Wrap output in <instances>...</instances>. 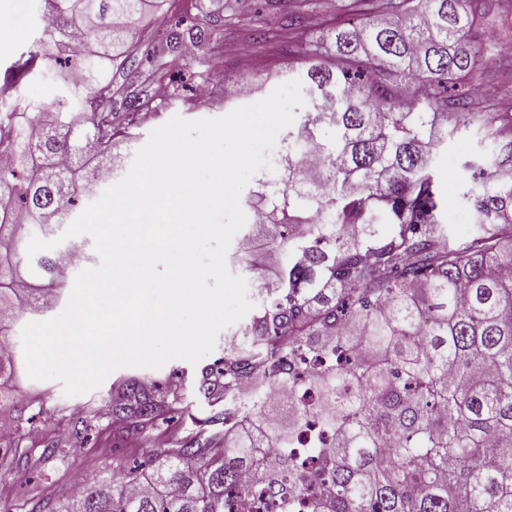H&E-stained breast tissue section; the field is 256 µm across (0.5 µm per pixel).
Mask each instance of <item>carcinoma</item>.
<instances>
[{"label":"carcinoma","mask_w":512,"mask_h":512,"mask_svg":"<svg viewBox=\"0 0 512 512\" xmlns=\"http://www.w3.org/2000/svg\"><path fill=\"white\" fill-rule=\"evenodd\" d=\"M164 0H43L45 26L28 63L73 73L91 130L74 141L62 99L12 125L11 164L0 168V312L47 310L79 246L27 254L33 232L55 235L83 198L80 183L114 171L119 91L108 77L142 41L138 20ZM359 26L336 32L333 59L300 39L307 112L283 142L279 186L250 208L230 260L256 268L246 247L262 235L287 259L260 292L230 353L201 371L198 391L224 402V431H199L150 455V472L114 473L66 498L59 512H249L242 483L254 474L278 512H512V114L488 112L472 82L488 50L471 36L489 24L486 0H348ZM88 40L63 53L71 31ZM202 48L215 30L188 31ZM185 34L154 46L149 77L178 91L165 57ZM407 99L404 112L398 104ZM458 118L448 129V110ZM474 127L498 146L480 169L478 222L452 240L431 172L448 135ZM331 130L332 135L325 134ZM322 164H303L306 145ZM386 224L382 232L379 226ZM0 322V376L14 345ZM288 390V424L272 425ZM307 391L314 398L298 402ZM180 398L130 378L111 398L122 420L152 422ZM327 440L297 463L291 439L309 419Z\"/></svg>","instance_id":"obj_1"}]
</instances>
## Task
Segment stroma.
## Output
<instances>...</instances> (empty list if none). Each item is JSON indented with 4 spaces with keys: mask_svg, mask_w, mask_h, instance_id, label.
Returning a JSON list of instances; mask_svg holds the SVG:
<instances>
[{
    "mask_svg": "<svg viewBox=\"0 0 512 512\" xmlns=\"http://www.w3.org/2000/svg\"><path fill=\"white\" fill-rule=\"evenodd\" d=\"M230 0H166L162 11L144 19L143 41L129 62L111 74L114 86L121 94L135 95L144 104L135 112L117 111L115 123L138 133V145H145L150 132L172 117L186 120L222 117L242 104L237 83L253 86L252 101L267 97L281 85L280 74L295 59L296 31L290 24V0H239L236 12H229ZM346 0H334L326 8L323 0H313L303 14L304 26L332 46L338 28L358 25L359 20L347 13ZM206 18L221 38L213 44L225 73L235 75V83L214 85L207 103H199L196 89L211 78V69L203 58H194L181 66L175 77L179 96L161 93L158 84L147 78L145 55L154 44L164 40L172 30H185L197 18ZM0 25L13 30L14 36L0 45V77L17 60L33 50L44 26L41 0H0ZM267 34L263 43H255L251 34ZM484 87L492 91L488 99L491 111L512 113V53L500 50L488 56L482 66ZM64 72L59 68L36 69L25 76L20 94L7 99L6 109L35 111L43 102L69 95ZM492 143L472 134L449 139L446 147L433 156L432 170L442 192L444 219L452 237H466L475 222L472 196L480 192L481 184L474 178V167L494 161ZM202 370L181 359L169 361L158 369L122 367L113 371L95 389L76 396L66 395L57 380L29 378L25 363H18L13 378L0 394V422L18 425L20 431L38 426L43 434L41 443L21 440L17 447H0V457L11 459L13 469L0 476V512H31L37 502L57 503L70 493L74 478H82L88 486L104 479L117 463L126 467L146 464L155 451L156 439L171 440L179 430L209 427L222 429L215 416L221 405H208L197 392L196 381ZM135 377L145 383L161 385L177 381L182 385V406L179 413L166 415L163 420L136 431L132 424L116 423L108 411L107 402L119 383ZM96 412L94 427L82 438L57 439L54 419L64 415L87 416ZM58 443L63 453L47 456L45 447Z\"/></svg>",
    "mask_w": 512,
    "mask_h": 512,
    "instance_id": "obj_1",
    "label": "stroma"
}]
</instances>
